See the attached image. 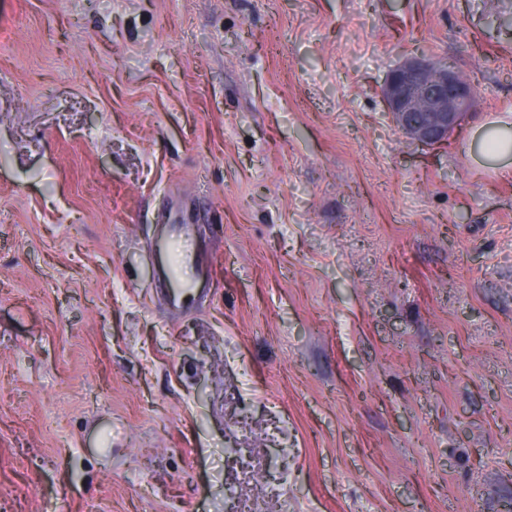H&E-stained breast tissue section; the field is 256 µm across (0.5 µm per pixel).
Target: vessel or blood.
<instances>
[{
    "label": "vessel or blood",
    "instance_id": "vessel-or-blood-1",
    "mask_svg": "<svg viewBox=\"0 0 512 512\" xmlns=\"http://www.w3.org/2000/svg\"><path fill=\"white\" fill-rule=\"evenodd\" d=\"M157 221L162 226V232L153 242V250L158 258L155 286L162 294L168 311L177 315L194 301L200 290L215 285V260L213 255L188 248L185 257L196 265L197 275L192 281H182L170 262L169 253L175 244L184 243L188 246L192 242L195 214L184 204L161 211Z\"/></svg>",
    "mask_w": 512,
    "mask_h": 512
}]
</instances>
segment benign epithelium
I'll list each match as a JSON object with an SVG mask.
<instances>
[{"label": "benign epithelium", "instance_id": "benign-epithelium-1", "mask_svg": "<svg viewBox=\"0 0 512 512\" xmlns=\"http://www.w3.org/2000/svg\"><path fill=\"white\" fill-rule=\"evenodd\" d=\"M382 96L394 126L426 146L448 143L477 103L473 85L448 62L421 54L389 72Z\"/></svg>", "mask_w": 512, "mask_h": 512}]
</instances>
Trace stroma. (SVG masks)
<instances>
[{"instance_id":"35a3bbf8","label":"stroma","mask_w":512,"mask_h":512,"mask_svg":"<svg viewBox=\"0 0 512 512\" xmlns=\"http://www.w3.org/2000/svg\"><path fill=\"white\" fill-rule=\"evenodd\" d=\"M411 53L476 86L440 148ZM510 114L512 0H0V512H505ZM382 96L394 126L426 146L448 143L477 103L473 85L448 61L421 54L407 56L389 72ZM483 145L487 151L498 159L504 160L512 155V129L511 123L507 119H501L497 122H490L485 125L482 134ZM497 146H492L493 143ZM195 214L187 204L161 211L157 224H162L161 236L153 241V250L158 258V273L155 288H159L168 311L183 313L203 289L216 284L215 260L213 255L198 250H186L185 257L197 267V275L190 282L182 281L172 266L169 253L174 244H189L193 241Z\"/></svg>"}]
</instances>
